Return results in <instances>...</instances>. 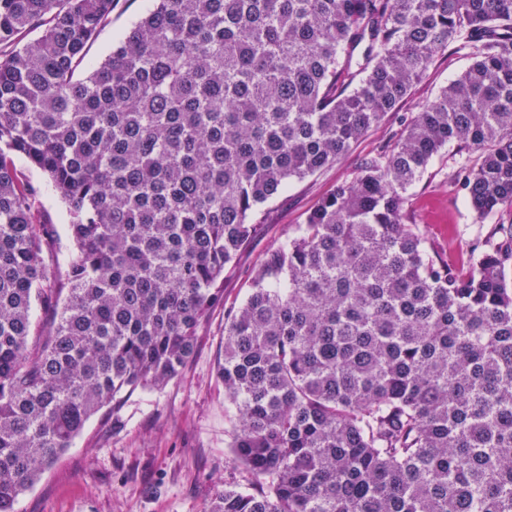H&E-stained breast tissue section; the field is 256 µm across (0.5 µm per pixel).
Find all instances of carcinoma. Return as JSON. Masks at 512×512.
<instances>
[{"mask_svg":"<svg viewBox=\"0 0 512 512\" xmlns=\"http://www.w3.org/2000/svg\"><path fill=\"white\" fill-rule=\"evenodd\" d=\"M118 0H0V512L88 421L179 376L262 206L396 112L450 46L470 63L364 156L224 311L231 448L210 512H512V0H155L76 71ZM449 179L495 223L467 270L427 254L409 191ZM70 216L49 301L35 197ZM15 161L35 190L39 220L44 224H52L55 230L53 257L47 261L50 270L47 286L55 288L57 281L65 278L68 264L76 251L68 231L67 207L43 172L29 166L22 157H17ZM55 299L51 305H41L36 303L32 311V329L34 336L31 337V341L35 342L42 339L43 336L49 330L53 318L55 316ZM37 334H41L38 336Z\"/></svg>","mask_w":512,"mask_h":512,"instance_id":"cac0c4a2","label":"carcinoma"}]
</instances>
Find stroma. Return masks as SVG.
<instances>
[{"label":"stroma","instance_id":"35a3bbf8","mask_svg":"<svg viewBox=\"0 0 512 512\" xmlns=\"http://www.w3.org/2000/svg\"><path fill=\"white\" fill-rule=\"evenodd\" d=\"M153 5V0H119L111 23L89 50L88 65L101 62ZM468 64L462 49L452 47L438 55L396 114L364 135L336 164L291 180L283 194L265 205V221L225 271L224 301L200 328L195 354L182 375L136 392L115 412L91 419L72 447L19 495L15 512H209L225 481L246 482L248 473L234 462L229 448L234 410L224 398L219 375L225 309L245 299L252 269L296 234L318 200L336 183L352 179L364 155L394 142L404 120L433 100ZM456 161L454 149L445 148L410 191L413 222L428 254L453 261L466 253L478 231L493 229L492 224L476 223L462 194L450 183ZM16 165L35 190L41 223L55 230L48 267L51 281L62 280L75 254L67 207L43 172L21 157Z\"/></svg>","mask_w":512,"mask_h":512}]
</instances>
